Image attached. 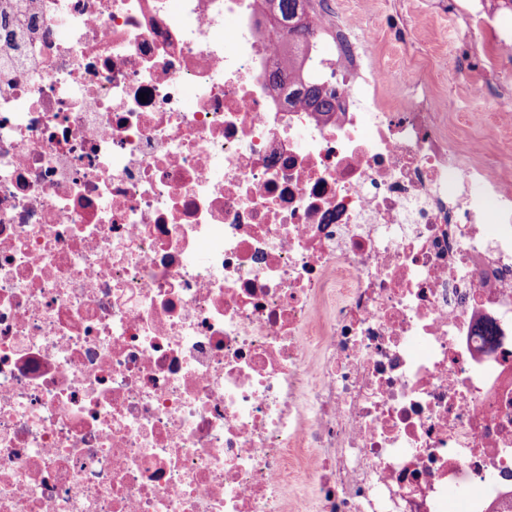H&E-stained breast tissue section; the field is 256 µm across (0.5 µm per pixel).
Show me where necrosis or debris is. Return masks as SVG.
<instances>
[{"label":"necrosis or debris","instance_id":"necrosis-or-debris-1","mask_svg":"<svg viewBox=\"0 0 512 512\" xmlns=\"http://www.w3.org/2000/svg\"><path fill=\"white\" fill-rule=\"evenodd\" d=\"M318 15L0 10V512H512V180ZM272 9L270 19L288 24V43L285 46L284 62L290 64L309 43L315 33L316 23L307 11L310 0H265Z\"/></svg>","mask_w":512,"mask_h":512}]
</instances>
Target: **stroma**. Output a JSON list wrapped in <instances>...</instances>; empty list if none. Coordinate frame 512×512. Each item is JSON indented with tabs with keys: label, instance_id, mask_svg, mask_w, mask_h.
Returning <instances> with one entry per match:
<instances>
[{
	"label": "stroma",
	"instance_id": "35a3bbf8",
	"mask_svg": "<svg viewBox=\"0 0 512 512\" xmlns=\"http://www.w3.org/2000/svg\"><path fill=\"white\" fill-rule=\"evenodd\" d=\"M345 12L359 15L373 47V60L393 76L385 94L398 100L412 86H427L449 99L446 125L461 149L480 142L488 156L512 145V121H505L497 101L482 88L480 76L456 78L450 63V42L462 19L449 15L446 0H337ZM411 20L410 29L396 20Z\"/></svg>",
	"mask_w": 512,
	"mask_h": 512
}]
</instances>
